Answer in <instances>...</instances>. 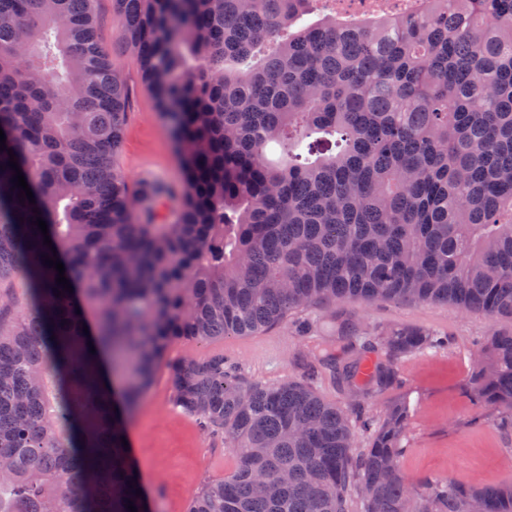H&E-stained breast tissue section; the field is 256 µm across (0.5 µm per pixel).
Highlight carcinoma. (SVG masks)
I'll return each mask as SVG.
<instances>
[{
	"label": "carcinoma",
	"instance_id": "carcinoma-1",
	"mask_svg": "<svg viewBox=\"0 0 512 512\" xmlns=\"http://www.w3.org/2000/svg\"><path fill=\"white\" fill-rule=\"evenodd\" d=\"M95 2L0 0V512H149L121 438L163 363L173 404L236 457L188 512H512V481L402 473L408 394L362 411L437 334L345 317L336 350L275 385L218 353L165 361L290 319L309 336L302 313L353 298L449 304L488 319L465 390L512 430V0L311 24L320 0H112L176 130L172 224L114 164L128 90ZM322 367L347 405L313 387Z\"/></svg>",
	"mask_w": 512,
	"mask_h": 512
}]
</instances>
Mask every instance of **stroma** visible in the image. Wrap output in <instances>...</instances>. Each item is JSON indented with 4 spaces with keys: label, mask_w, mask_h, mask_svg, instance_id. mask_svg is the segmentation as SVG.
I'll use <instances>...</instances> for the list:
<instances>
[{
    "label": "stroma",
    "mask_w": 512,
    "mask_h": 512,
    "mask_svg": "<svg viewBox=\"0 0 512 512\" xmlns=\"http://www.w3.org/2000/svg\"><path fill=\"white\" fill-rule=\"evenodd\" d=\"M97 34L111 48L112 64L129 90V112L118 168L129 180L149 172L172 187L162 208V223H174L182 199L180 164L167 119L145 90L139 57L115 48L112 0L96 4ZM367 329L406 325L435 330L450 345L400 359L397 371L404 388L418 401L410 419L403 472L415 482L449 474L467 484L512 479V434L497 429L493 417L478 418L465 393L470 358L490 327L484 316L460 315L442 304H367L353 299L341 306ZM311 336L294 335L288 325L253 336H227L194 345L197 355L223 354L244 381L273 385L302 378V355L313 345L331 344L339 322L330 310L313 312ZM166 367L127 425L130 447L142 482L158 512H186L205 481L218 480L236 466L221 438L204 432L195 418L173 407Z\"/></svg>",
    "instance_id": "stroma-1"
}]
</instances>
